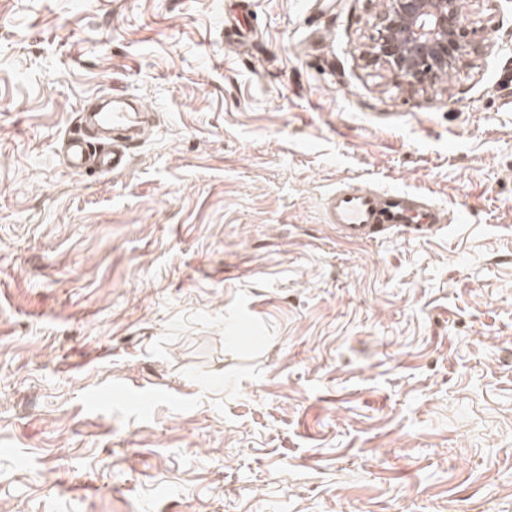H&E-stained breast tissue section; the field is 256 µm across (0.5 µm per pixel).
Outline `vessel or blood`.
I'll return each instance as SVG.
<instances>
[{
  "label": "vessel or blood",
  "instance_id": "obj_1",
  "mask_svg": "<svg viewBox=\"0 0 512 512\" xmlns=\"http://www.w3.org/2000/svg\"><path fill=\"white\" fill-rule=\"evenodd\" d=\"M147 119L143 105L113 97L85 113V130L64 140L63 155L75 169L96 166L106 173L128 165L127 142L138 139ZM326 221L350 244L376 241L395 233L421 239L433 237L445 213L427 195L347 185L324 201Z\"/></svg>",
  "mask_w": 512,
  "mask_h": 512
}]
</instances>
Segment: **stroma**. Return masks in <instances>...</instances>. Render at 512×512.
Here are the masks:
<instances>
[{
    "instance_id": "35a3bbf8",
    "label": "stroma",
    "mask_w": 512,
    "mask_h": 512,
    "mask_svg": "<svg viewBox=\"0 0 512 512\" xmlns=\"http://www.w3.org/2000/svg\"><path fill=\"white\" fill-rule=\"evenodd\" d=\"M227 5L0 0V512H512V0L416 93L381 0ZM113 92L128 167L71 170ZM347 181L452 221L342 243ZM83 117L91 138L105 140L112 136V150L97 151L87 139L81 121L79 130L66 137L62 146L63 155L71 167L80 170L93 164L101 173L125 169L128 143L114 145V138L120 134L127 141L138 139L148 118L145 107L113 95L112 100L91 112H84Z\"/></svg>"
}]
</instances>
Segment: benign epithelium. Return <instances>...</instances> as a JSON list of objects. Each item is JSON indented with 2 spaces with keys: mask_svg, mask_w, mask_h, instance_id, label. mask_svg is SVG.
Masks as SVG:
<instances>
[{
  "mask_svg": "<svg viewBox=\"0 0 512 512\" xmlns=\"http://www.w3.org/2000/svg\"><path fill=\"white\" fill-rule=\"evenodd\" d=\"M364 58L408 90H425L462 68L481 47L462 0H382Z\"/></svg>",
  "mask_w": 512,
  "mask_h": 512,
  "instance_id": "benign-epithelium-1",
  "label": "benign epithelium"
}]
</instances>
